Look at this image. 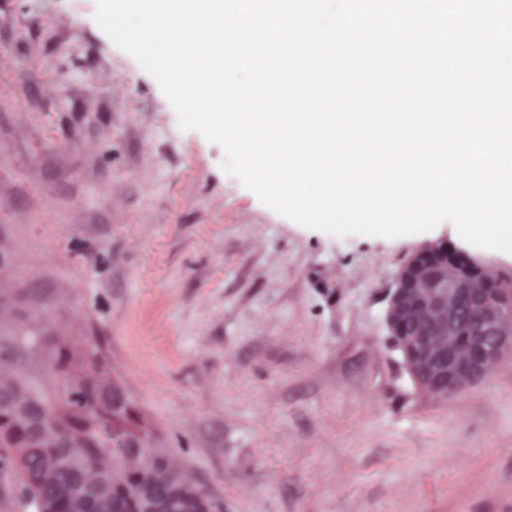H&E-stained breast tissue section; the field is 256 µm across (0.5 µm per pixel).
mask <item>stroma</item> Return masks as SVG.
Masks as SVG:
<instances>
[{
	"mask_svg": "<svg viewBox=\"0 0 512 512\" xmlns=\"http://www.w3.org/2000/svg\"><path fill=\"white\" fill-rule=\"evenodd\" d=\"M94 11L0 0V336L98 352L213 512H512V357L440 401L386 322L415 252L465 248L454 225L276 214Z\"/></svg>",
	"mask_w": 512,
	"mask_h": 512,
	"instance_id": "obj_1",
	"label": "stroma"
}]
</instances>
